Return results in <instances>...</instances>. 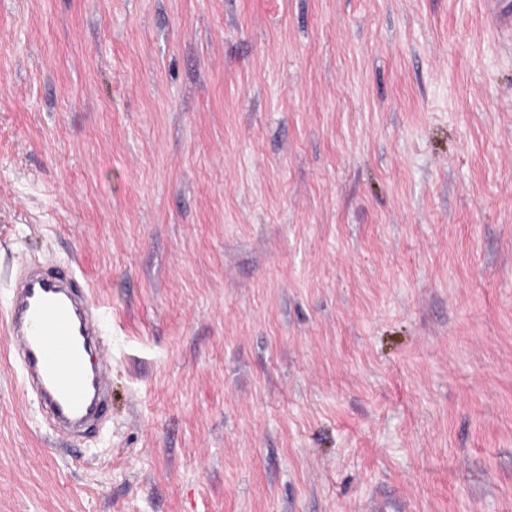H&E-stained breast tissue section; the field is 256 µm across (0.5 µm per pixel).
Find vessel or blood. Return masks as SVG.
<instances>
[{"mask_svg":"<svg viewBox=\"0 0 512 512\" xmlns=\"http://www.w3.org/2000/svg\"><path fill=\"white\" fill-rule=\"evenodd\" d=\"M10 335L27 385L64 433H79L104 408L107 363L89 359L99 330L69 272L36 269L20 275L9 307Z\"/></svg>","mask_w":512,"mask_h":512,"instance_id":"vessel-or-blood-1","label":"vessel or blood"}]
</instances>
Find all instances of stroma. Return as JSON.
I'll return each instance as SVG.
<instances>
[{"label":"stroma","mask_w":512,"mask_h":512,"mask_svg":"<svg viewBox=\"0 0 512 512\" xmlns=\"http://www.w3.org/2000/svg\"><path fill=\"white\" fill-rule=\"evenodd\" d=\"M76 273L101 422L9 336ZM0 512H512V29L485 0H0Z\"/></svg>","instance_id":"stroma-1"}]
</instances>
